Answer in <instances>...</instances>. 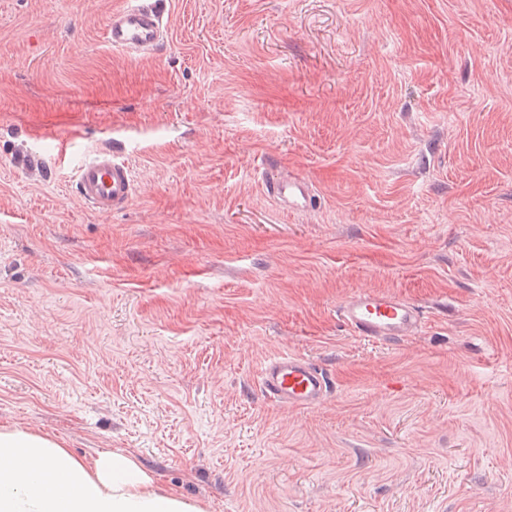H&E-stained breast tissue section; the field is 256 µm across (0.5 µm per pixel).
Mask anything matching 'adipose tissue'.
<instances>
[{"mask_svg": "<svg viewBox=\"0 0 512 512\" xmlns=\"http://www.w3.org/2000/svg\"><path fill=\"white\" fill-rule=\"evenodd\" d=\"M0 512H202L128 454L77 458L53 436L0 428Z\"/></svg>", "mask_w": 512, "mask_h": 512, "instance_id": "1", "label": "adipose tissue"}]
</instances>
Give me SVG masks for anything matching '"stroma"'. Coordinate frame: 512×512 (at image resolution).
I'll use <instances>...</instances> for the list:
<instances>
[{"mask_svg":"<svg viewBox=\"0 0 512 512\" xmlns=\"http://www.w3.org/2000/svg\"><path fill=\"white\" fill-rule=\"evenodd\" d=\"M122 2L0 0V426L203 512H512V0H166L150 55ZM108 146L115 215L74 188ZM358 289L421 327L355 335ZM288 353L322 405L262 392ZM164 12L155 0H126L114 10L104 38L113 49L134 54L158 52L164 44ZM75 188L83 203L99 214L124 210L134 194L129 165L104 148L85 159L77 168ZM266 192L287 211L301 210L312 203L310 182L299 175L286 174L266 182ZM342 321L365 339L395 340L412 336L423 322L419 307L400 295L356 290L338 307ZM261 387L276 403L298 408L318 407L332 391L331 379L321 368L295 355L268 360L262 370Z\"/></svg>","mask_w":512,"mask_h":512,"instance_id":"35a3bbf8","label":"stroma"}]
</instances>
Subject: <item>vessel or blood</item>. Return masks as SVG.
Masks as SVG:
<instances>
[{
    "label": "vessel or blood",
    "instance_id": "obj_1",
    "mask_svg": "<svg viewBox=\"0 0 512 512\" xmlns=\"http://www.w3.org/2000/svg\"><path fill=\"white\" fill-rule=\"evenodd\" d=\"M164 12L159 0H125L114 10L104 38L112 48L134 54L158 52L164 44ZM75 188L83 203L100 214L124 210L134 194L129 165L111 149L98 151L77 168ZM266 192L289 211L307 208L313 195L309 181L286 174L267 181ZM342 321L366 339L395 340L414 335L423 322L419 307L400 295L357 290L338 307ZM261 387L276 403L288 407L314 408L332 391L330 377L308 360L277 356L262 370Z\"/></svg>",
    "mask_w": 512,
    "mask_h": 512
}]
</instances>
